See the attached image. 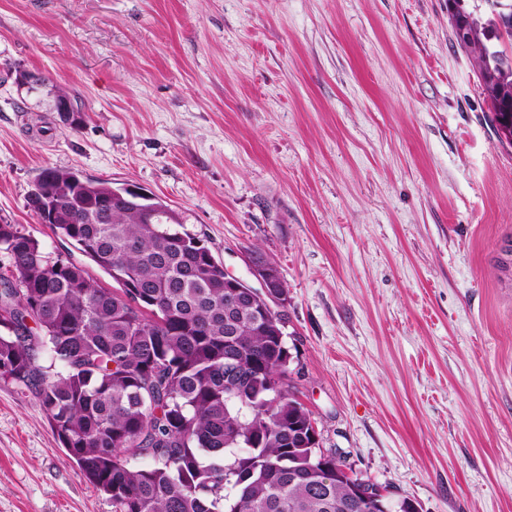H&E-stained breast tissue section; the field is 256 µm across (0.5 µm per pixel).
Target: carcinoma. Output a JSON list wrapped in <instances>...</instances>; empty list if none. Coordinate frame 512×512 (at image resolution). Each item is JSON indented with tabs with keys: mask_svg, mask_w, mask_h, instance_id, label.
<instances>
[{
	"mask_svg": "<svg viewBox=\"0 0 512 512\" xmlns=\"http://www.w3.org/2000/svg\"><path fill=\"white\" fill-rule=\"evenodd\" d=\"M479 37L474 64L507 57L494 14L449 16ZM497 137L512 136V70L478 74ZM89 267L53 258L0 224V379L34 394L80 475L112 512H365L360 477L326 465L310 411L288 383V351L247 298L224 313V265L182 232L163 199L45 168L27 199ZM61 366L41 364L44 352ZM148 458L147 466L131 459Z\"/></svg>",
	"mask_w": 512,
	"mask_h": 512,
	"instance_id": "carcinoma-1",
	"label": "carcinoma"
}]
</instances>
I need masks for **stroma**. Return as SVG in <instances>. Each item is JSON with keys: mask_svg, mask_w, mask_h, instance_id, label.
<instances>
[{"mask_svg": "<svg viewBox=\"0 0 512 512\" xmlns=\"http://www.w3.org/2000/svg\"><path fill=\"white\" fill-rule=\"evenodd\" d=\"M24 69L67 88L65 124ZM448 0H0V224L40 169L143 188L288 285L322 450L421 512H512V147ZM0 512H112L0 379Z\"/></svg>", "mask_w": 512, "mask_h": 512, "instance_id": "35a3bbf8", "label": "stroma"}]
</instances>
